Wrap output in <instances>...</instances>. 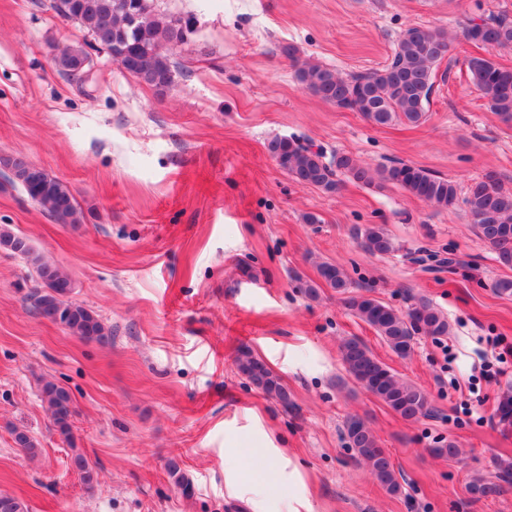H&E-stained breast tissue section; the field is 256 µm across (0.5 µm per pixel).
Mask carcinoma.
I'll use <instances>...</instances> for the list:
<instances>
[{
    "mask_svg": "<svg viewBox=\"0 0 512 512\" xmlns=\"http://www.w3.org/2000/svg\"><path fill=\"white\" fill-rule=\"evenodd\" d=\"M53 8L63 19L78 23L93 41L124 64L129 74L157 94H165L173 84L174 65L166 53V46L184 40L190 28L178 27L179 19L175 17L152 15L151 0H54ZM464 38L483 47L512 48V21L494 15L472 19L464 27ZM87 47L89 43L86 41L69 45L53 59L58 72L79 87L87 81V77L77 70L88 57ZM449 50L450 43L444 31L412 26L403 33L390 62L380 69L342 78L330 68L306 64L298 69L296 77L320 99L338 108L359 112L372 124L386 126L404 122L417 125L427 117L434 87L433 74ZM466 68L484 91L489 110L503 121L511 122L512 68L485 56L467 58ZM269 151L279 167L295 181L327 192L340 190L341 180L335 178L338 170L349 179L366 184L373 183L377 176L437 207H447L457 198L456 186L451 181L403 162L393 161L374 175L348 155L336 157L334 165L330 166L323 162L321 151L293 139H275L271 141ZM0 166L11 172L28 197L44 207L54 221L79 223L75 197L61 180L20 155L1 157ZM464 204L479 236L494 250L499 262L512 266V190L504 188L495 174L488 173L470 184ZM359 239L361 248L371 255H385L394 249L391 238L379 225L364 226L360 229ZM0 248L25 259L36 272L44 291L34 296V307L42 317L83 339L108 340L111 330L92 310L72 299L74 285L71 279L36 252L26 237L1 225ZM318 272L324 283L340 293H346L351 287L344 271L335 264L322 262L318 264ZM346 304L401 358L413 351L416 333L423 331L429 336H446L449 332L447 317L424 299L404 312L362 294L347 297ZM341 359L355 384L401 418L412 421L428 414V395L377 360L361 341H345L341 346ZM235 363L238 372L254 388L285 409L293 405L287 386L254 355L251 348H241ZM41 397L56 431L67 442H72L73 398L70 392L53 382H46ZM345 433L355 458L369 467L374 479L387 493L398 494L402 485L390 455L366 422L357 416L349 417ZM12 434L17 446L26 454H37L39 443L36 439L17 428ZM430 452L436 458L451 460L457 458L459 449L451 441H441ZM72 462L86 487L92 488L95 470L90 460L77 453ZM166 471L183 496L194 495V485L177 458L167 460ZM467 491L473 500L479 501L497 496L500 486L483 478H474L468 483Z\"/></svg>",
    "mask_w": 512,
    "mask_h": 512,
    "instance_id": "1",
    "label": "carcinoma"
}]
</instances>
